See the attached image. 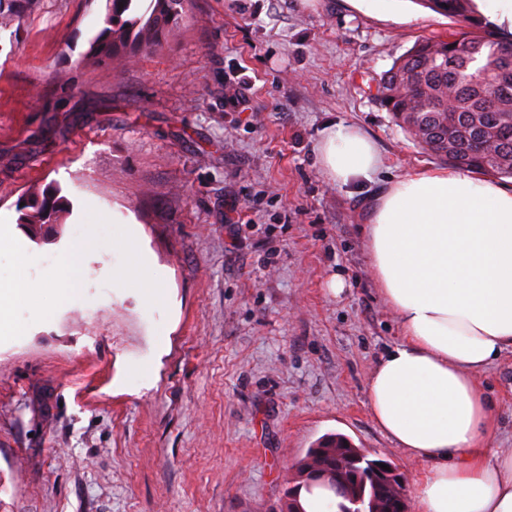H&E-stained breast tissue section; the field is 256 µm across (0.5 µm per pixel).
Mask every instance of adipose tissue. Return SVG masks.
Segmentation results:
<instances>
[{
    "label": "adipose tissue",
    "instance_id": "ef3b65f1",
    "mask_svg": "<svg viewBox=\"0 0 512 512\" xmlns=\"http://www.w3.org/2000/svg\"><path fill=\"white\" fill-rule=\"evenodd\" d=\"M317 159L339 187L372 181L383 165L369 135L336 123ZM364 237L401 331L366 380L367 408L425 467L410 490L415 512H512V453L497 448L494 405L474 378L512 352V187L469 171H414L374 196ZM121 247L130 263L118 285L163 300L138 230Z\"/></svg>",
    "mask_w": 512,
    "mask_h": 512
}]
</instances>
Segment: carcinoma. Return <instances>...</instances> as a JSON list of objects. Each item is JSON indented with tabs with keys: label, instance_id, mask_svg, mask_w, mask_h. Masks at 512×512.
I'll return each mask as SVG.
<instances>
[{
	"label": "carcinoma",
	"instance_id": "obj_1",
	"mask_svg": "<svg viewBox=\"0 0 512 512\" xmlns=\"http://www.w3.org/2000/svg\"><path fill=\"white\" fill-rule=\"evenodd\" d=\"M106 0L103 26L89 54L111 68L162 48L186 13L189 0ZM458 24L446 39H423L395 59L380 78L375 97L419 146L478 173L512 177V34L499 30L472 0H417ZM40 0H0V29L19 28L39 10ZM453 110L445 107L448 99ZM493 138L492 152L473 148ZM69 200L57 186L29 195L18 223L33 237L58 224ZM344 464L362 505L389 503L387 487L369 475L374 459L343 448Z\"/></svg>",
	"mask_w": 512,
	"mask_h": 512
}]
</instances>
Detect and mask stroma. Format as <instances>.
Returning a JSON list of instances; mask_svg holds the SVG:
<instances>
[{
  "label": "stroma",
  "instance_id": "obj_1",
  "mask_svg": "<svg viewBox=\"0 0 512 512\" xmlns=\"http://www.w3.org/2000/svg\"><path fill=\"white\" fill-rule=\"evenodd\" d=\"M104 15L105 0H41L0 29V220L25 244L0 250V283L96 242L73 292L15 305L0 335V512H280L333 433L413 482L423 465L366 404L401 332L362 228L386 181L444 166L375 87L453 22L416 0H192L160 51L110 70L87 59ZM335 122L385 159L362 189L317 164ZM51 183L70 211L31 237L17 203ZM131 224L165 303L115 281ZM478 383L512 449V354Z\"/></svg>",
  "mask_w": 512,
  "mask_h": 512
}]
</instances>
